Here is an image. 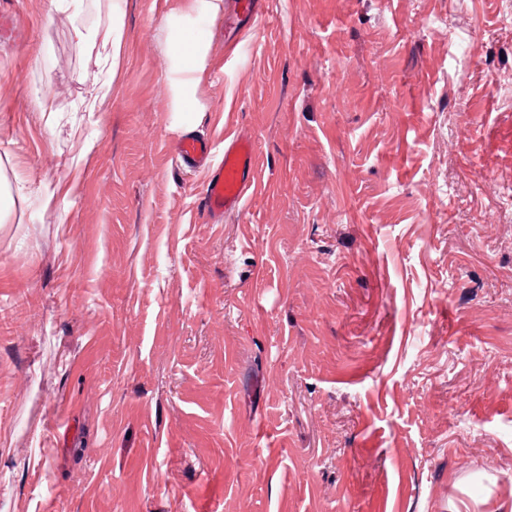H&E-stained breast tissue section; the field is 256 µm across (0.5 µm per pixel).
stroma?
I'll return each instance as SVG.
<instances>
[{
	"label": "stroma",
	"instance_id": "stroma-1",
	"mask_svg": "<svg viewBox=\"0 0 512 512\" xmlns=\"http://www.w3.org/2000/svg\"><path fill=\"white\" fill-rule=\"evenodd\" d=\"M224 2L0 0V512H494L512 0ZM115 18L112 77L74 31ZM229 131L216 222L170 147ZM124 41L125 34L122 25L119 22L112 23V27H110L104 34L103 47L106 48L109 46L111 48V66L113 76L115 75L116 69L119 65ZM173 57L180 70L187 72V78H182L173 85V95L179 108L184 112H196L195 105L191 102V78L190 75L203 67L205 60V48L201 41L195 38H183L173 47ZM177 162L206 170L203 210L213 219L240 211L254 183V147L250 137L236 132L224 138V159L213 162V145L193 135L182 136L173 146Z\"/></svg>",
	"mask_w": 512,
	"mask_h": 512
}]
</instances>
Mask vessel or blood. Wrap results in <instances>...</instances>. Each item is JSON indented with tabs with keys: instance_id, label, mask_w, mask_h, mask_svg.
I'll list each match as a JSON object with an SVG mask.
<instances>
[{
	"instance_id": "1",
	"label": "vessel or blood",
	"mask_w": 512,
	"mask_h": 512,
	"mask_svg": "<svg viewBox=\"0 0 512 512\" xmlns=\"http://www.w3.org/2000/svg\"><path fill=\"white\" fill-rule=\"evenodd\" d=\"M177 162L206 172L203 210L218 218L242 209L254 183V147L250 137L233 134L224 139V159L214 162L210 141L193 134L182 136L173 146Z\"/></svg>"
}]
</instances>
